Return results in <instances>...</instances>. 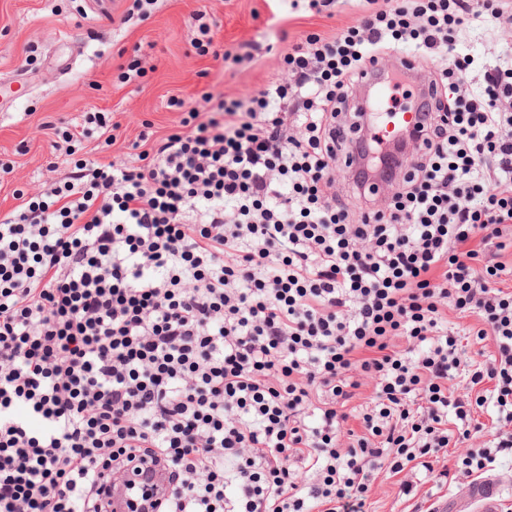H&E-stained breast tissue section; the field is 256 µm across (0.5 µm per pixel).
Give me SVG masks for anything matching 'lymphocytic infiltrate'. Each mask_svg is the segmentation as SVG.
<instances>
[{
  "label": "lymphocytic infiltrate",
  "instance_id": "f902f5d3",
  "mask_svg": "<svg viewBox=\"0 0 512 512\" xmlns=\"http://www.w3.org/2000/svg\"><path fill=\"white\" fill-rule=\"evenodd\" d=\"M356 2L287 82L190 112L138 165L77 157L105 113L62 131L72 171L0 220V512H99L143 457L170 485L151 512H366L382 468L408 496L512 455V64L455 53L512 0ZM408 48L417 155L385 207L359 177L348 204L338 108Z\"/></svg>",
  "mask_w": 512,
  "mask_h": 512
}]
</instances>
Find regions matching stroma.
Instances as JSON below:
<instances>
[{"instance_id":"stroma-1","label":"stroma","mask_w":512,"mask_h":512,"mask_svg":"<svg viewBox=\"0 0 512 512\" xmlns=\"http://www.w3.org/2000/svg\"><path fill=\"white\" fill-rule=\"evenodd\" d=\"M132 0H0V86L19 83L14 104L0 98V219L31 195L64 179L71 159L54 128L80 123L84 113L110 115L111 145L92 138L83 152L102 161L134 163L175 132L185 113L208 119L219 99L246 100L281 76L283 56L306 34L333 36L353 25L352 0L332 14L292 8L289 0H155L146 21H124ZM206 12L211 52L191 44V14ZM230 61H223V54ZM146 72L121 82L119 67L131 56ZM183 100L168 107L170 98ZM467 484H418L415 498L400 495L381 473L368 512H441L465 503Z\"/></svg>"}]
</instances>
